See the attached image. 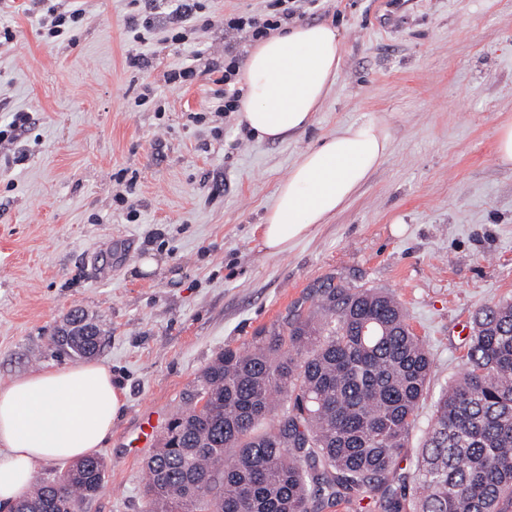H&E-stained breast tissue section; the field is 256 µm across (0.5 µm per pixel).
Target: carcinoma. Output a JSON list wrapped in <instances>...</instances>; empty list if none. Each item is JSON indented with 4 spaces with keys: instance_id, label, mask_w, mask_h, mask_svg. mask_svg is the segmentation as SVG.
<instances>
[{
    "instance_id": "carcinoma-1",
    "label": "carcinoma",
    "mask_w": 512,
    "mask_h": 512,
    "mask_svg": "<svg viewBox=\"0 0 512 512\" xmlns=\"http://www.w3.org/2000/svg\"><path fill=\"white\" fill-rule=\"evenodd\" d=\"M59 347L99 350L94 336ZM431 372L395 297L321 289L316 308L203 370L146 462L148 512H312L363 490L381 512H512V302L482 305L466 367L439 397L412 500L390 494ZM282 399V415L271 413ZM204 401L199 406L197 402ZM104 480L90 456L37 482L19 512H78Z\"/></svg>"
}]
</instances>
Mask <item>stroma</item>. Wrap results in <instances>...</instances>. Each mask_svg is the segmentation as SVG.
Returning <instances> with one entry per match:
<instances>
[{
	"label": "stroma",
	"mask_w": 512,
	"mask_h": 512,
	"mask_svg": "<svg viewBox=\"0 0 512 512\" xmlns=\"http://www.w3.org/2000/svg\"><path fill=\"white\" fill-rule=\"evenodd\" d=\"M272 0H199L186 43L166 42L157 0L149 41L126 27L128 0H80L84 16L45 44L41 0H0V378L76 363L55 332L72 310L99 328L96 358L125 392L99 455L103 486L79 512H145V460L129 443L149 410L192 402L224 347L313 309L321 286L389 291L432 359L406 448H422L441 393L464 370L461 330L512 300V166L495 128L512 120V0H297L295 22L343 36L336 81L304 131L259 141L213 112L206 68L248 31L222 16ZM143 56L146 68L126 58ZM195 63L180 88L166 71ZM157 89L138 102L145 83ZM386 117L391 152L346 207L288 253L259 248V224L293 161L337 127ZM155 267L141 268L145 259Z\"/></svg>",
	"instance_id": "1"
}]
</instances>
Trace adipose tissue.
I'll list each match as a JSON object with an SVG mask.
<instances>
[{
    "label": "adipose tissue",
    "mask_w": 512,
    "mask_h": 512,
    "mask_svg": "<svg viewBox=\"0 0 512 512\" xmlns=\"http://www.w3.org/2000/svg\"><path fill=\"white\" fill-rule=\"evenodd\" d=\"M341 59L340 35L327 24L286 26L257 40L242 70L239 124L267 141L305 130ZM390 149L389 126L371 115L301 153L264 213L261 250L286 253L316 225L328 223ZM124 404L110 369L99 362L0 379V505L22 497L45 465H66L103 448Z\"/></svg>",
    "instance_id": "obj_1"
}]
</instances>
